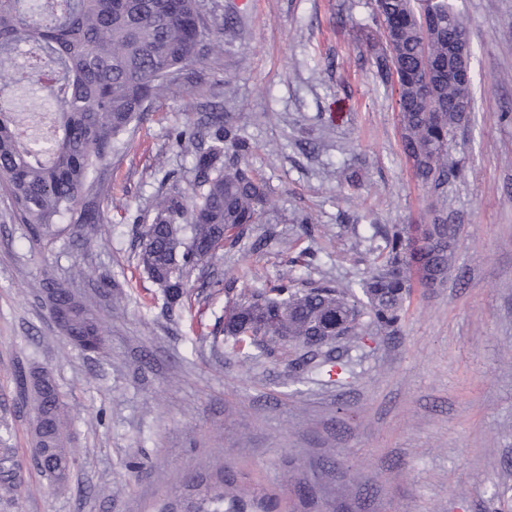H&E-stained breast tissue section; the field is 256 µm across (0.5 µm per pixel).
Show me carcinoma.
<instances>
[{
  "label": "carcinoma",
  "instance_id": "obj_1",
  "mask_svg": "<svg viewBox=\"0 0 512 512\" xmlns=\"http://www.w3.org/2000/svg\"><path fill=\"white\" fill-rule=\"evenodd\" d=\"M0 0V91L32 90L53 112L44 143L24 129L27 108L4 107L0 99V190L15 216L35 238L53 227L87 224L99 233L105 215L80 205L98 194L96 166L120 147L121 136L144 121L155 98L196 79L195 65L224 52V26L203 12L200 0ZM451 0H434L433 16L416 0H374L377 19H402L376 58L377 74L396 84L403 153L414 177L442 193L458 174L450 158L464 114L460 90L448 73L424 69V59L448 63V48L468 30ZM195 153L191 193L176 192L155 203L152 223L139 234L138 266L160 288L167 303H183L186 283L197 274L200 288L236 290L218 332L232 349H254L268 358L300 352L285 372L334 367L338 359L322 348H348L372 332L394 335L415 284L443 285L455 262L457 228L438 215L429 227L408 224L384 229L385 247L358 289L329 283L298 286L292 271L270 288L236 287L207 263L224 247L249 241L254 251L268 238L250 239L261 223L270 190L246 164L252 145L243 128L224 112H206L190 131L176 135ZM40 287L50 314L71 342L86 352L104 349V331L72 291L70 281L46 277ZM40 416L33 423L36 463L57 488L65 487L76 460L68 438L66 405L50 373L30 382ZM17 464L0 450V499L22 494ZM228 481L207 486L184 512H278L274 495L230 493Z\"/></svg>",
  "mask_w": 512,
  "mask_h": 512
}]
</instances>
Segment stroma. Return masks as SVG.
Wrapping results in <instances>:
<instances>
[{
    "label": "stroma",
    "mask_w": 512,
    "mask_h": 512,
    "mask_svg": "<svg viewBox=\"0 0 512 512\" xmlns=\"http://www.w3.org/2000/svg\"><path fill=\"white\" fill-rule=\"evenodd\" d=\"M231 20L224 53L200 79L157 97L146 121L97 168L103 235L60 225L34 239L0 196V436L27 492L0 512H156L184 505L217 476L233 491H274L300 512H512V0H453L469 21L475 121L459 130L460 168L444 196L414 178L390 86L376 75L384 38L372 0H201ZM222 108L252 144L270 188L260 251L227 248L218 274L273 284L356 286L384 247L380 224L458 230L439 288H414L399 332L344 350V382L286 359L243 361L212 336L230 297L168 309L137 267L138 233L157 197L188 190L191 149L176 132ZM319 225L302 230V219ZM315 265L291 268L299 253ZM87 275L74 290L106 337L86 354L62 335L38 288L44 274ZM119 284L112 305L98 277ZM52 372L78 448L68 488L33 461L32 401L18 374Z\"/></svg>",
    "instance_id": "1"
}]
</instances>
